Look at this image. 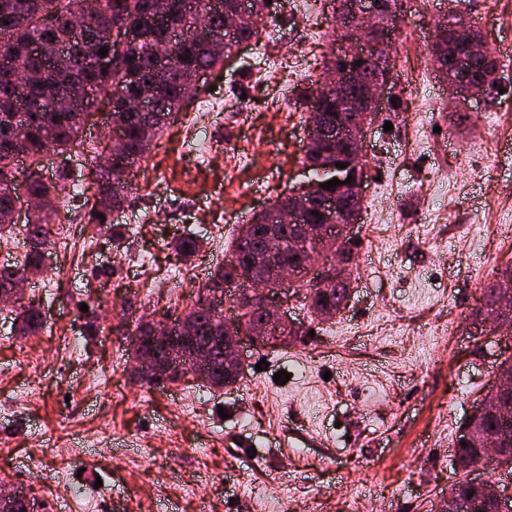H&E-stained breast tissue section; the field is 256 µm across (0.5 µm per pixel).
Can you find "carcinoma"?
Returning <instances> with one entry per match:
<instances>
[{
  "label": "carcinoma",
  "mask_w": 512,
  "mask_h": 512,
  "mask_svg": "<svg viewBox=\"0 0 512 512\" xmlns=\"http://www.w3.org/2000/svg\"><path fill=\"white\" fill-rule=\"evenodd\" d=\"M244 0H0V234L10 232L16 225L13 213L22 207V195L42 198L67 196L69 174L66 169L57 170L55 177L45 179L39 174L42 154L52 148L60 154L81 142L86 118L92 116L99 101L105 99L111 108L112 124L121 133V141L108 142V158L132 167L144 158L152 142L160 137L167 125L179 113L185 101L193 97L181 81L185 71H208L222 64L233 55L234 48L242 42H250L258 36L256 22L224 39L225 14L234 10ZM81 17L87 21L83 28H72L68 19ZM461 18L452 15L437 26L436 37L447 46L448 58L436 59L439 67L448 65L449 59L465 62L453 75L482 81L493 89L498 83L500 65L487 51L474 57L467 48L456 43L455 27ZM117 24L125 28L129 44L112 47V54L120 57V69L102 71L93 61L100 48L106 46L101 37V27ZM55 40L67 45V53L49 61L29 50L35 43ZM172 46V60L163 66L157 58L156 47ZM81 85L89 90L86 97L69 111L57 108L59 101L67 97L73 86ZM158 95L162 106L150 112L133 108L137 99ZM348 95L345 88L326 92L318 88V81H310L296 98V105L305 113L324 102L325 108L336 113L339 101ZM337 162L336 147L320 145L304 152L303 163L322 166ZM87 190L91 195L84 200L88 207L89 223L101 235L112 237V223L108 209L99 206L106 198L111 209L124 206L128 194L134 191L129 180H116L112 166L95 164L90 170ZM277 203L257 212L249 223L260 230L266 224L277 222ZM25 233L39 241L40 248L31 249L24 258L0 266V295L8 293L18 279L34 280L44 271V251L50 245L49 226L51 213L35 210L25 215ZM259 244V237L242 238L236 235L232 242L233 256L240 264L252 261ZM180 260H188L203 248L192 234H183L170 242ZM311 252L321 260L334 262L340 254L353 259V249L344 247L338 237L325 242L309 244ZM232 264H219L213 270L206 290L222 289L235 281ZM512 281V265L501 269L494 279L483 288L485 303L475 311L495 302L498 284ZM304 300L312 314L320 321L336 316L338 306L346 293L345 286L325 293L313 280L302 278ZM17 333L34 335L42 329L43 318L40 304L34 299L25 301L16 314ZM177 328L187 324L196 335H223L210 324L209 309L198 300L189 310L176 319ZM247 368L227 371L219 365L201 381L221 389L238 384L246 376ZM473 434L481 437L491 428H500L501 419L490 413L472 422ZM478 499L484 496L481 486L472 481H457L448 488V500H465L467 495Z\"/></svg>",
  "instance_id": "obj_1"
}]
</instances>
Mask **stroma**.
I'll return each instance as SVG.
<instances>
[{
	"label": "stroma",
	"instance_id": "stroma-1",
	"mask_svg": "<svg viewBox=\"0 0 512 512\" xmlns=\"http://www.w3.org/2000/svg\"><path fill=\"white\" fill-rule=\"evenodd\" d=\"M332 6L275 0L260 43L207 72L131 169L137 191L112 215L128 227L120 241L96 233L82 198L56 201L48 274L33 287L43 328L18 335L0 311V479L57 512H84L86 495L97 512H357L361 501L372 512H437L461 476L512 483L507 467L464 474L453 462L462 423L512 356V338L488 343L471 325L484 286L512 263L498 221L512 211V69L501 92L458 105L428 52L451 10L494 55L512 53V0H406L394 79L366 138L345 309L321 322L293 303L300 341L244 345L247 376L221 391L190 377L153 389L132 375L122 329L143 314L184 313L215 264L231 260L237 225L303 181L302 111L271 102L308 83L292 57L331 54ZM431 100L438 111H426ZM108 116L98 102L69 156L77 190ZM183 233L204 243L188 262L168 247Z\"/></svg>",
	"mask_w": 512,
	"mask_h": 512
}]
</instances>
